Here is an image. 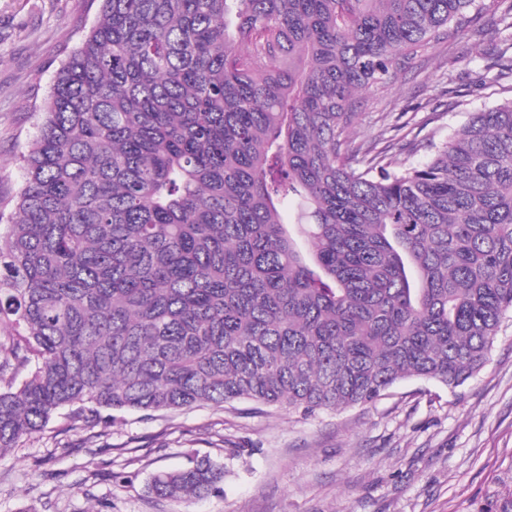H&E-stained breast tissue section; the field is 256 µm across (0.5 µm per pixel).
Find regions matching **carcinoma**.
<instances>
[{
  "instance_id": "cac0c4a2",
  "label": "carcinoma",
  "mask_w": 512,
  "mask_h": 512,
  "mask_svg": "<svg viewBox=\"0 0 512 512\" xmlns=\"http://www.w3.org/2000/svg\"><path fill=\"white\" fill-rule=\"evenodd\" d=\"M474 3L100 0L0 197V456L62 410L307 417L478 373L512 313V99L415 164L351 136L359 94L484 36Z\"/></svg>"
}]
</instances>
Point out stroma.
Listing matches in <instances>:
<instances>
[{"instance_id":"1","label":"stroma","mask_w":512,"mask_h":512,"mask_svg":"<svg viewBox=\"0 0 512 512\" xmlns=\"http://www.w3.org/2000/svg\"><path fill=\"white\" fill-rule=\"evenodd\" d=\"M96 12L92 0H0V194L20 190L19 157ZM476 24L480 45L431 44L393 86L364 93L356 140L409 112L421 140L438 142L511 99L512 77L480 75L512 45L497 15ZM196 454L226 463L223 493H150L154 473ZM0 512H512V317L484 367L453 388L407 379L375 403L315 417L246 401L119 413L92 440L59 414L0 457Z\"/></svg>"}]
</instances>
